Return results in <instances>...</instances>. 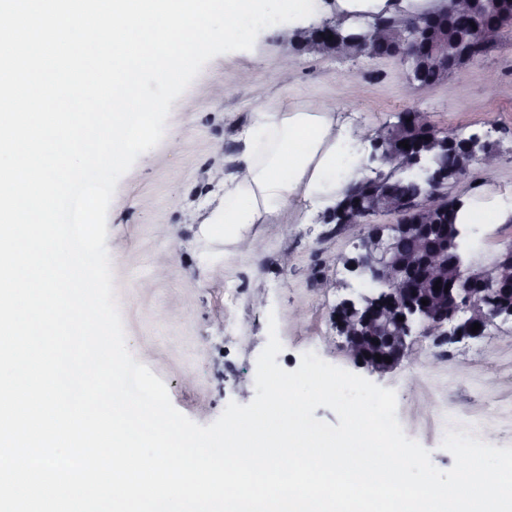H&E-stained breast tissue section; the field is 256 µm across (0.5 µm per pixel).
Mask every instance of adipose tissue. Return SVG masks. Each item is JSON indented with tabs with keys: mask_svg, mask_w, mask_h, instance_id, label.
I'll list each match as a JSON object with an SVG mask.
<instances>
[{
	"mask_svg": "<svg viewBox=\"0 0 512 512\" xmlns=\"http://www.w3.org/2000/svg\"><path fill=\"white\" fill-rule=\"evenodd\" d=\"M348 141V124L339 112L258 108L244 133L236 170L224 177V202L210 223L264 224L313 199L332 206L357 164Z\"/></svg>",
	"mask_w": 512,
	"mask_h": 512,
	"instance_id": "ef3b65f1",
	"label": "adipose tissue"
}]
</instances>
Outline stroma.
I'll return each mask as SVG.
<instances>
[{
  "instance_id": "obj_1",
  "label": "stroma",
  "mask_w": 512,
  "mask_h": 512,
  "mask_svg": "<svg viewBox=\"0 0 512 512\" xmlns=\"http://www.w3.org/2000/svg\"><path fill=\"white\" fill-rule=\"evenodd\" d=\"M290 111L334 109L351 122L365 176L369 136L401 113H427L441 131L487 135L498 152L494 170L473 164L449 186L475 211L512 210V33L445 84L406 88L393 58L324 56L294 50L288 32L263 29L251 50L222 54L202 68L170 107L162 141L119 180L110 204L106 246L126 342L137 362L165 382L172 404L193 422H214L229 402L255 396L256 361L276 320L283 345L277 361L292 371L303 353L362 372L393 389L397 418L433 464L450 469L441 446L449 425L478 428L483 442L512 446V322L485 334L440 342L420 333L394 369L360 371L343 346L332 313L364 293L348 273L364 233L358 224H328L304 203L276 223L223 231L208 216L224 200L229 157L258 105ZM512 244V219L473 224L468 258L481 264ZM239 291L236 304L224 291Z\"/></svg>"
}]
</instances>
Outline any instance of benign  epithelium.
<instances>
[{"label":"benign epithelium","mask_w":512,"mask_h":512,"mask_svg":"<svg viewBox=\"0 0 512 512\" xmlns=\"http://www.w3.org/2000/svg\"><path fill=\"white\" fill-rule=\"evenodd\" d=\"M440 13L439 7L428 9L395 27L388 19L379 15L376 24L353 33L351 42L320 41L312 48L316 54L346 55L354 47H368L369 43L390 38L405 45L402 59L408 65L406 80L414 85L412 70L416 69L417 51L411 41L426 21ZM431 49L424 63L444 73L461 70V62L484 55L496 42L497 33L489 26L477 27L463 41V47L448 50V38L437 30L429 31ZM462 141L465 146L466 166L477 162L486 168L497 163V153L478 133H472ZM371 161L379 164L375 176L357 181L360 207L355 211L353 223L365 224L370 216L388 214L398 217L395 224H374L371 231L358 245L361 260H343L345 269L354 277L367 282L372 293L343 299L336 305V330L344 337L345 346L354 361L374 372H384L397 366L409 351L408 337L412 327L420 325L425 333H436L450 339L478 338L482 329L497 319H512V303L501 304L493 299L489 291L506 283L504 277L512 272V249L501 251L487 266L479 268L469 279L470 300L464 309L450 308L442 316L436 315L437 305L421 303V281L439 284L437 293L444 297L453 289H445L448 264L455 262L453 250L455 238L443 232L440 245L430 251L405 253L400 242L423 239L430 236L438 225L420 223L422 210L440 206L448 211V181L431 174L427 158L417 152L402 151L397 142L391 140L378 154H371ZM394 178L412 176L425 183L424 200L417 197L397 196L390 191L389 179L384 171ZM402 320H397V317ZM480 329L471 332L473 324ZM381 336L386 339L389 350L380 357H389L392 362L365 360L360 357L357 342L361 335Z\"/></svg>","instance_id":"obj_1"}]
</instances>
